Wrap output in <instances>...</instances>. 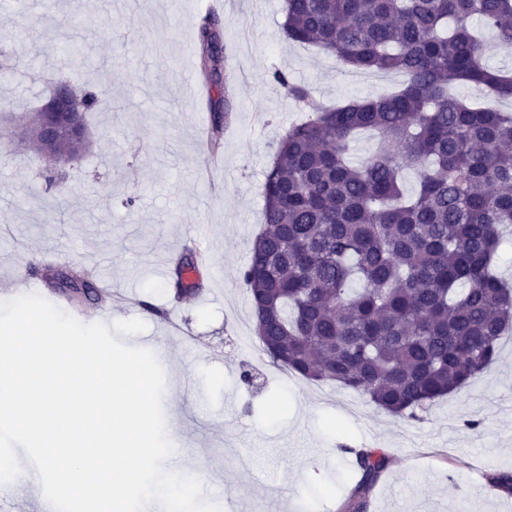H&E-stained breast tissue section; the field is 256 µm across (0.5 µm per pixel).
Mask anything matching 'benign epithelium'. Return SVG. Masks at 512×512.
I'll return each mask as SVG.
<instances>
[{
    "mask_svg": "<svg viewBox=\"0 0 512 512\" xmlns=\"http://www.w3.org/2000/svg\"><path fill=\"white\" fill-rule=\"evenodd\" d=\"M30 132L34 139L46 146L45 157L51 164L55 163L52 150L57 144L85 139L82 115L68 88L62 86L54 90L49 99L32 113Z\"/></svg>",
    "mask_w": 512,
    "mask_h": 512,
    "instance_id": "7a95c632",
    "label": "benign epithelium"
}]
</instances>
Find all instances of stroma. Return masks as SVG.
Instances as JSON below:
<instances>
[{"instance_id":"obj_1","label":"stroma","mask_w":512,"mask_h":512,"mask_svg":"<svg viewBox=\"0 0 512 512\" xmlns=\"http://www.w3.org/2000/svg\"><path fill=\"white\" fill-rule=\"evenodd\" d=\"M51 2L35 45L12 35L37 0H0V301L30 294L48 266L112 283L127 306L83 302L88 320L156 354L174 446L164 467L208 470L203 497L222 512H342L356 448L390 458L370 512H512V494L487 481L512 472V336L475 382L398 418L272 365L238 279L262 229L265 173L305 118L270 72L288 70L324 106L378 97L401 76L354 88L332 56L283 38L282 0H184L179 13L169 0ZM212 10L229 35L236 110L207 175L198 131L211 114L192 85L202 80L199 23ZM71 42L91 66L70 65ZM57 78L108 91L112 109L89 115L88 148L60 169L50 221L30 204L47 165L20 136ZM188 243L205 259L203 287L178 300L168 260Z\"/></svg>"}]
</instances>
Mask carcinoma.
Instances as JSON below:
<instances>
[{"label": "carcinoma", "mask_w": 512, "mask_h": 512, "mask_svg": "<svg viewBox=\"0 0 512 512\" xmlns=\"http://www.w3.org/2000/svg\"><path fill=\"white\" fill-rule=\"evenodd\" d=\"M284 38L334 56L345 71L398 72L393 92L336 107L276 69L272 80L308 112L288 128L263 184L265 228L239 271L254 332L271 362L309 381L338 383L399 417L458 391L497 362L512 331V284L494 270L499 230L512 224V113L459 88L512 103V70H495L472 27L512 48V0H284ZM200 21L202 75L211 91L210 151L233 112L224 35ZM82 112L109 102L73 89ZM378 139L357 165L359 132ZM419 190L405 196L401 171ZM191 249L170 271L174 297ZM358 480L343 512H368L389 464L354 451Z\"/></svg>", "instance_id": "cac0c4a2"}]
</instances>
